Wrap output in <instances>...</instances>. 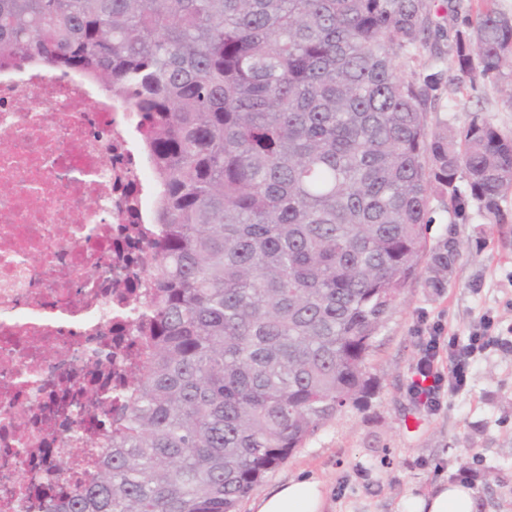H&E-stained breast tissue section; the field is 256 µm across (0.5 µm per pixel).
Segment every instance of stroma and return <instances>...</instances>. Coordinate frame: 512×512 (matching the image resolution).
Segmentation results:
<instances>
[{"mask_svg": "<svg viewBox=\"0 0 512 512\" xmlns=\"http://www.w3.org/2000/svg\"><path fill=\"white\" fill-rule=\"evenodd\" d=\"M474 110L512 135V90L482 78L446 87L427 124L458 128ZM503 208L509 222L491 236L484 234L478 210L457 222L436 209L431 240L451 234L463 247L447 288L436 292L408 283L367 360L373 395L321 426L260 480L237 512H251L253 499L302 478L324 485L325 512H404L410 497L438 481L458 480L461 466L477 458L481 512H512V351L483 355L465 388L447 394L437 412L423 410L409 394L424 322L442 321L463 342L488 311L500 327L512 326V194Z\"/></svg>", "mask_w": 512, "mask_h": 512, "instance_id": "stroma-1", "label": "stroma"}]
</instances>
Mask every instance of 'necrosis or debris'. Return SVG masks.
Wrapping results in <instances>:
<instances>
[{
	"instance_id": "necrosis-or-debris-1",
	"label": "necrosis or debris",
	"mask_w": 512,
	"mask_h": 512,
	"mask_svg": "<svg viewBox=\"0 0 512 512\" xmlns=\"http://www.w3.org/2000/svg\"><path fill=\"white\" fill-rule=\"evenodd\" d=\"M138 124L81 75L0 70V512H41L60 468L98 457L92 400L125 377L151 291L124 204L130 184L141 217L154 203Z\"/></svg>"
}]
</instances>
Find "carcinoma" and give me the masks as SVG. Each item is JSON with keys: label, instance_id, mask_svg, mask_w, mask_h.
I'll use <instances>...</instances> for the list:
<instances>
[{"label": "carcinoma", "instance_id": "carcinoma-1", "mask_svg": "<svg viewBox=\"0 0 512 512\" xmlns=\"http://www.w3.org/2000/svg\"><path fill=\"white\" fill-rule=\"evenodd\" d=\"M435 0H0V68L92 77L138 113L158 193L142 364L89 484L45 512H236L371 392L365 362L412 278L445 288L432 201L507 223L512 136L426 114L451 79L512 99V15L479 0L450 68ZM436 62L416 74V50ZM465 180V189L459 181Z\"/></svg>", "mask_w": 512, "mask_h": 512}]
</instances>
